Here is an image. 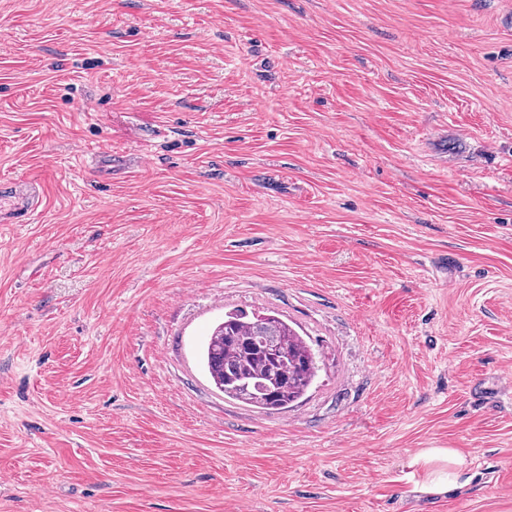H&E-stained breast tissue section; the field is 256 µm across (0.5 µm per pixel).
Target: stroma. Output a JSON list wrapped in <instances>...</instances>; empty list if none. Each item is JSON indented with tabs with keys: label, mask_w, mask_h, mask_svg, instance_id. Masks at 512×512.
<instances>
[{
	"label": "stroma",
	"mask_w": 512,
	"mask_h": 512,
	"mask_svg": "<svg viewBox=\"0 0 512 512\" xmlns=\"http://www.w3.org/2000/svg\"><path fill=\"white\" fill-rule=\"evenodd\" d=\"M31 177L0 512H512V0H0ZM235 309L313 349L287 409L209 381ZM424 448L474 479L415 493Z\"/></svg>",
	"instance_id": "35a3bbf8"
}]
</instances>
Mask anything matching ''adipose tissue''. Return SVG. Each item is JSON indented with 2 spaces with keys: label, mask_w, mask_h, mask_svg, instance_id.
Instances as JSON below:
<instances>
[{
  "label": "adipose tissue",
  "mask_w": 512,
  "mask_h": 512,
  "mask_svg": "<svg viewBox=\"0 0 512 512\" xmlns=\"http://www.w3.org/2000/svg\"><path fill=\"white\" fill-rule=\"evenodd\" d=\"M413 465L425 471L424 480L416 492L443 496L467 485L471 476L465 456L452 448H426L412 459Z\"/></svg>",
  "instance_id": "ef3b65f1"
}]
</instances>
